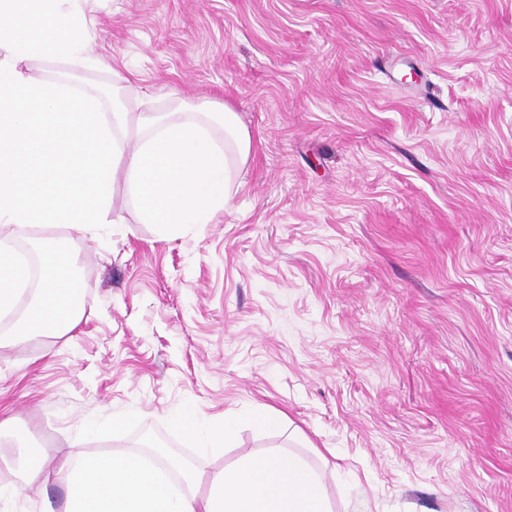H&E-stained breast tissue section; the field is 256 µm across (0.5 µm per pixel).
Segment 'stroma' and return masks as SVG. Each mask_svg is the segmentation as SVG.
Here are the masks:
<instances>
[{"instance_id": "35a3bbf8", "label": "stroma", "mask_w": 512, "mask_h": 512, "mask_svg": "<svg viewBox=\"0 0 512 512\" xmlns=\"http://www.w3.org/2000/svg\"><path fill=\"white\" fill-rule=\"evenodd\" d=\"M48 80L251 138L231 206L162 236L124 177L67 334L0 316V484L22 457L304 458L333 512H512V0H79ZM270 406L258 432L243 413ZM194 410L210 447L170 416ZM238 414L231 440L220 431ZM25 454V455H26Z\"/></svg>"}]
</instances>
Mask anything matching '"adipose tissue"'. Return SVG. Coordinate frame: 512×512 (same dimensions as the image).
<instances>
[{"instance_id": "1", "label": "adipose tissue", "mask_w": 512, "mask_h": 512, "mask_svg": "<svg viewBox=\"0 0 512 512\" xmlns=\"http://www.w3.org/2000/svg\"><path fill=\"white\" fill-rule=\"evenodd\" d=\"M42 242L40 301L13 327L22 338L69 332L81 315L76 306L60 315L58 302L75 285L72 269L60 239L47 235ZM54 478L70 493L61 508L49 504L44 512H332L319 477L301 460L275 451L213 472L205 498L192 490L175 492L158 468L111 453L91 464L74 458L56 469L46 461L25 466L21 485L0 486V503L25 487L46 488Z\"/></svg>"}]
</instances>
